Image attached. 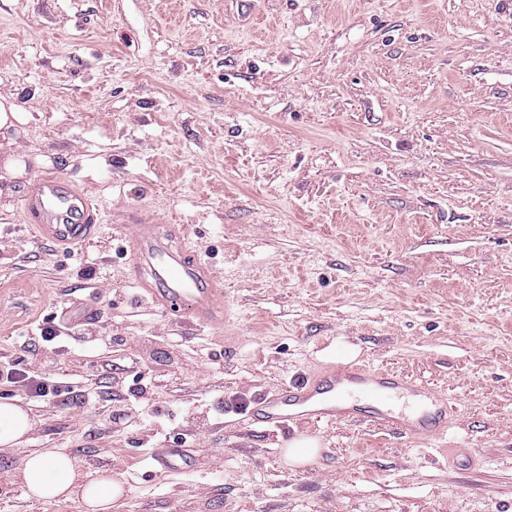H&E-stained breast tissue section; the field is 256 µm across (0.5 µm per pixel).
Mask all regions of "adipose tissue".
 Returning a JSON list of instances; mask_svg holds the SVG:
<instances>
[{
    "instance_id": "adipose-tissue-1",
    "label": "adipose tissue",
    "mask_w": 512,
    "mask_h": 512,
    "mask_svg": "<svg viewBox=\"0 0 512 512\" xmlns=\"http://www.w3.org/2000/svg\"><path fill=\"white\" fill-rule=\"evenodd\" d=\"M20 477L27 497L66 500L78 492L88 512H110L113 502L123 493L122 487L109 479L80 482L74 460L54 448L31 453Z\"/></svg>"
}]
</instances>
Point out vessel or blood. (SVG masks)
<instances>
[{"instance_id": "1", "label": "vessel or blood", "mask_w": 512, "mask_h": 512, "mask_svg": "<svg viewBox=\"0 0 512 512\" xmlns=\"http://www.w3.org/2000/svg\"><path fill=\"white\" fill-rule=\"evenodd\" d=\"M24 210L31 227L64 248L89 240L101 220L91 199L56 175L40 178L27 195ZM125 230L130 273L156 306L196 326L223 324L226 306L219 275L193 250L185 225L141 221ZM249 415L253 423L267 427L300 420L328 425L358 420L423 444H446L452 426L448 398L440 391L395 373L345 362L264 393L253 401ZM148 456L158 473L199 464L186 448H154Z\"/></svg>"}]
</instances>
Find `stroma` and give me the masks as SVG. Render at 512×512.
<instances>
[{
  "instance_id": "35a3bbf8",
  "label": "stroma",
  "mask_w": 512,
  "mask_h": 512,
  "mask_svg": "<svg viewBox=\"0 0 512 512\" xmlns=\"http://www.w3.org/2000/svg\"><path fill=\"white\" fill-rule=\"evenodd\" d=\"M0 94L26 117L0 196V361L97 396H13L32 427L0 450V512H86L26 498L44 448L125 479L112 512H512V0H0ZM49 173L100 210L83 246L28 230ZM132 216L191 228L226 329L141 299ZM75 298L91 315L46 348ZM346 344L445 392L449 444L483 466L367 423L250 424L244 402ZM183 434L200 472L150 474L143 449ZM304 436L317 457L289 464ZM444 451L443 457L448 458L449 467H456L459 464L479 467L482 464V457L476 448H444Z\"/></svg>"
}]
</instances>
